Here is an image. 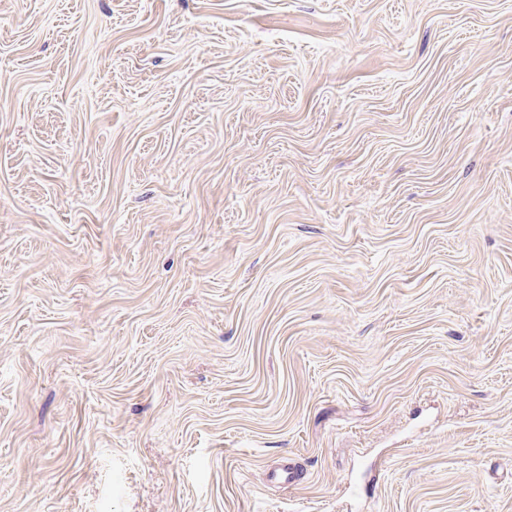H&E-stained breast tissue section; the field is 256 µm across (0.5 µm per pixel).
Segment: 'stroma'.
Returning a JSON list of instances; mask_svg holds the SVG:
<instances>
[{
    "instance_id": "35a3bbf8",
    "label": "stroma",
    "mask_w": 512,
    "mask_h": 512,
    "mask_svg": "<svg viewBox=\"0 0 512 512\" xmlns=\"http://www.w3.org/2000/svg\"><path fill=\"white\" fill-rule=\"evenodd\" d=\"M0 512H512V0H0Z\"/></svg>"
}]
</instances>
